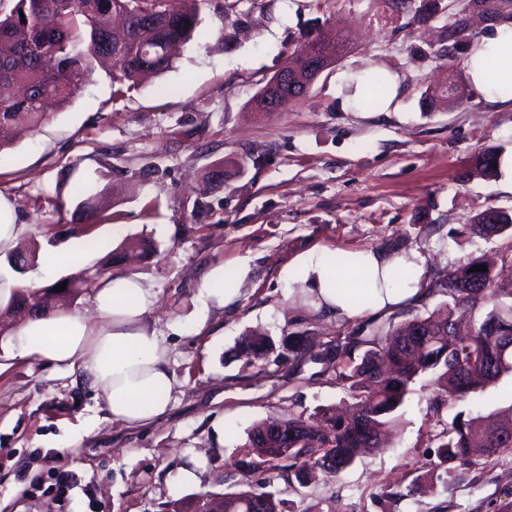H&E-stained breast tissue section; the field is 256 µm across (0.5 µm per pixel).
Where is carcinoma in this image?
Masks as SVG:
<instances>
[{"mask_svg":"<svg viewBox=\"0 0 512 512\" xmlns=\"http://www.w3.org/2000/svg\"><path fill=\"white\" fill-rule=\"evenodd\" d=\"M116 15L127 19V36L120 43L107 38ZM201 23L198 0H16L10 11L0 12V152L14 144L18 129L35 130L45 121L47 113L39 104L42 95H51L60 109L78 96L91 75L95 56H112L113 82H135L171 68L179 47L211 37ZM306 50L333 63L343 45L333 50L312 41L291 52L287 62H298ZM366 83L364 104L373 106L384 94L385 81L374 75ZM106 206L101 194L79 203L77 220L87 225L82 231L83 247L98 245L90 228L99 222ZM470 230L488 238L512 236V215L488 209L474 219ZM129 246L144 256L155 252L150 241L133 238L112 251L111 264H121ZM35 258L36 252L23 245L10 254L9 262L22 273ZM475 266L482 267L484 262L471 258L434 284L448 297L439 308L405 320L388 336L345 344L347 361L336 380L371 431L383 434L395 424V412L421 376L429 377V385L437 391L438 409L512 375V280H503L491 267L475 271ZM96 286L85 280L69 282L65 290L55 292L50 285L45 288L49 300L44 310L56 308V297L90 294ZM27 293L28 288H18L5 306L7 312L32 318L24 307ZM306 344L305 336H287L278 344L268 336H253L238 355L248 367L273 352L280 361L290 362ZM360 347L363 351L352 355ZM286 422L290 429L303 427L301 443L291 450L269 438L275 420L258 422L249 429L234 460L244 480L240 489L224 495L225 512H253L257 497L264 498L265 512H285L284 501L276 494L254 489L250 480L254 472L275 471L288 484L303 486L310 467L323 458L333 459L332 474L338 475L362 451L377 447L355 422L332 408L309 418L290 416ZM437 439L438 467L470 461L478 440L488 457L512 448V405L501 409L491 422L481 416H458Z\"/></svg>","mask_w":512,"mask_h":512,"instance_id":"cac0c4a2","label":"carcinoma"}]
</instances>
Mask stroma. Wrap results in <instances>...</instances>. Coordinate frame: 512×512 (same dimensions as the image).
Instances as JSON below:
<instances>
[{
  "mask_svg": "<svg viewBox=\"0 0 512 512\" xmlns=\"http://www.w3.org/2000/svg\"><path fill=\"white\" fill-rule=\"evenodd\" d=\"M385 12L382 0H205L202 26L222 39L191 42L171 69L131 87L96 68L69 106L0 155V192L15 199L39 255L80 243L77 184L111 199L92 228L97 249L72 267L36 263L18 274L22 285L79 279L131 237L155 242V256L119 270L152 286L147 321L179 382L162 417L115 422L80 370L11 358L14 323L0 322V512H169L200 493L236 491L231 456L256 422L347 402L338 364L318 353L444 301L426 292L388 313L317 312L292 283V259L312 247L349 258L417 250L427 285L468 258L512 250L510 238L470 230L485 210L512 213V105L468 93L426 108V88L467 82L470 45L448 39V0L391 24ZM327 32L349 47L306 97L253 111L289 52ZM372 73L398 88L391 102L366 108L356 78ZM488 151L503 159L492 177L475 166ZM218 165L216 184L207 175ZM243 263L235 303L201 295L212 267ZM253 331L305 336L306 351L245 367L235 347ZM433 396L418 378L390 442L339 475L317 474L305 487L259 481L285 512H512V448L448 464L436 479L430 472L444 424L512 405V375L438 412ZM194 457L205 467L187 485L180 469Z\"/></svg>",
  "mask_w": 512,
  "mask_h": 512,
  "instance_id": "stroma-1",
  "label": "stroma"
}]
</instances>
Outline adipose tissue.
Here are the masks:
<instances>
[{"label":"adipose tissue","instance_id":"ef3b65f1","mask_svg":"<svg viewBox=\"0 0 512 512\" xmlns=\"http://www.w3.org/2000/svg\"><path fill=\"white\" fill-rule=\"evenodd\" d=\"M473 96L489 97L498 88L490 76L498 67L512 80V22L475 40L465 62ZM334 249L315 247L295 260L300 295L315 310L351 319L381 312L419 296L425 259L417 251L361 252L351 277L338 281ZM155 303L149 284L115 272L99 282L94 316L48 311L13 332L14 355L58 368L79 367L99 391L113 421L142 425L167 410L177 381L168 369V352L146 317Z\"/></svg>","mask_w":512,"mask_h":512}]
</instances>
